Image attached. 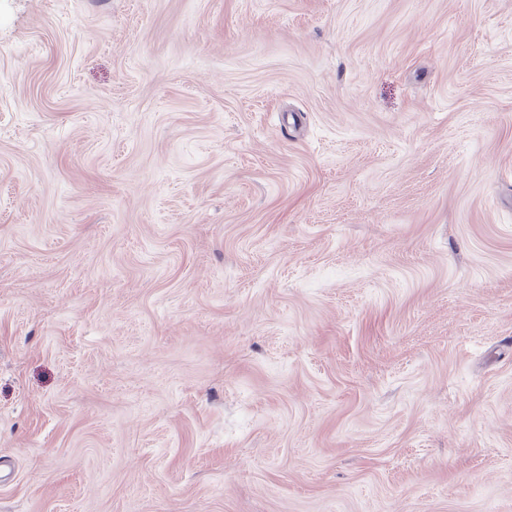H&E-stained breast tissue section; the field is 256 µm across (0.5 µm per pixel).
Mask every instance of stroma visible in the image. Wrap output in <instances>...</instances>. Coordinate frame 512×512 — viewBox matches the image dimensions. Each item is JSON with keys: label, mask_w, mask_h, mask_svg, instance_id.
Instances as JSON below:
<instances>
[{"label": "stroma", "mask_w": 512, "mask_h": 512, "mask_svg": "<svg viewBox=\"0 0 512 512\" xmlns=\"http://www.w3.org/2000/svg\"><path fill=\"white\" fill-rule=\"evenodd\" d=\"M0 512H512V0H0Z\"/></svg>", "instance_id": "1"}]
</instances>
